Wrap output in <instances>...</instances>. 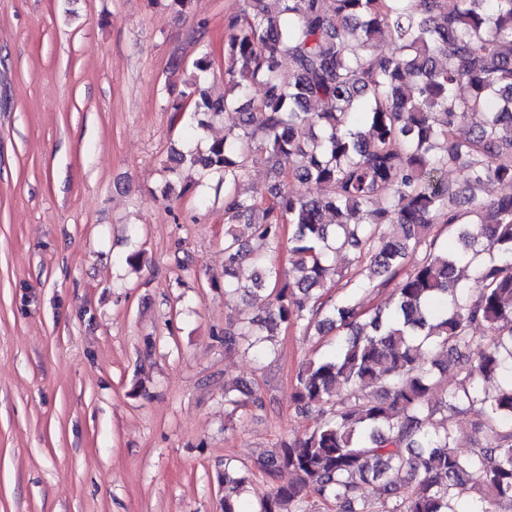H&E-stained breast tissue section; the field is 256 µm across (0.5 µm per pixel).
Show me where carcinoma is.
<instances>
[{
	"label": "carcinoma",
	"mask_w": 512,
	"mask_h": 512,
	"mask_svg": "<svg viewBox=\"0 0 512 512\" xmlns=\"http://www.w3.org/2000/svg\"><path fill=\"white\" fill-rule=\"evenodd\" d=\"M225 26L224 94L210 93L214 61L201 52L167 104L189 131L168 171L182 195L199 187L184 173L218 176L224 292L254 308L225 323L224 351L268 359L288 328L333 338L292 383L296 410L320 421L249 465L225 462L224 512H243L251 478L284 470L295 482L256 512H463L469 500L512 512V194L483 197L512 185V0H243ZM232 110L239 131L199 145ZM262 151L264 182L241 190ZM450 169L464 175L465 210ZM287 177L323 192L296 196ZM242 223L255 245L235 232ZM285 248L286 274L275 265ZM346 252L350 275L334 262ZM390 286V308L355 298ZM264 409L256 388L224 385L228 419ZM462 423L475 434L464 454Z\"/></svg>",
	"instance_id": "obj_1"
}]
</instances>
